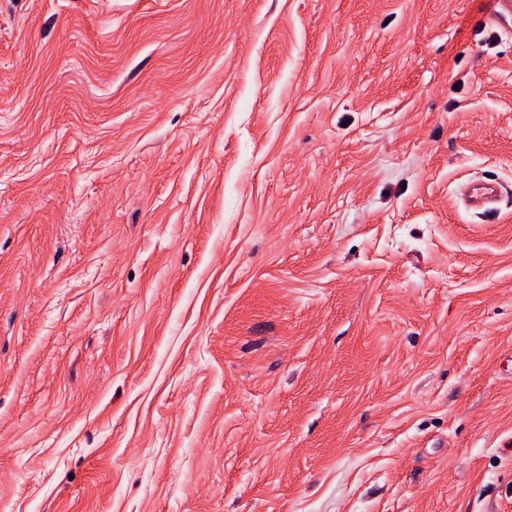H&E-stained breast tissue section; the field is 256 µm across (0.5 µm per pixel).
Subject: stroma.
Instances as JSON below:
<instances>
[{"instance_id": "1", "label": "stroma", "mask_w": 512, "mask_h": 512, "mask_svg": "<svg viewBox=\"0 0 512 512\" xmlns=\"http://www.w3.org/2000/svg\"><path fill=\"white\" fill-rule=\"evenodd\" d=\"M486 7L0 0V512H512ZM503 194V187L495 182L476 181L469 188L468 201L475 206L494 203Z\"/></svg>"}]
</instances>
